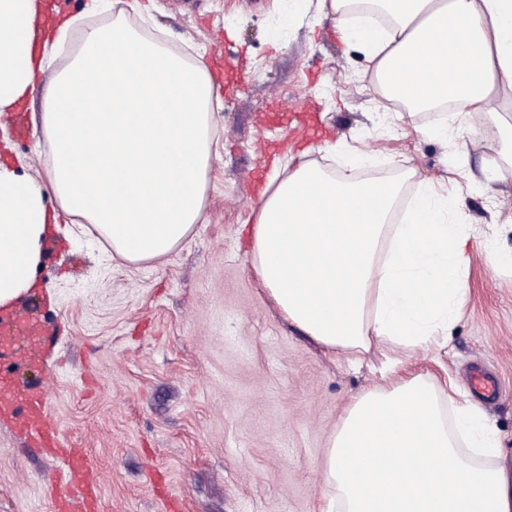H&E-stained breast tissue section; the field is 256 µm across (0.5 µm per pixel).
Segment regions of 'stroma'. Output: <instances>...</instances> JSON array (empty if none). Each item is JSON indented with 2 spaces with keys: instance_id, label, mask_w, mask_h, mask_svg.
Listing matches in <instances>:
<instances>
[{
  "instance_id": "obj_1",
  "label": "stroma",
  "mask_w": 512,
  "mask_h": 512,
  "mask_svg": "<svg viewBox=\"0 0 512 512\" xmlns=\"http://www.w3.org/2000/svg\"><path fill=\"white\" fill-rule=\"evenodd\" d=\"M55 21L76 19L51 69L68 63L83 27L104 23L86 0H51ZM117 0L127 25L148 28L186 59L204 63L214 137L203 216L160 262L113 256L90 224L53 230L35 281L13 307H36L50 330L39 367L1 361L0 372L44 389L65 446L85 449L101 478L100 512H321L319 464L353 397L380 381L383 348L360 362L318 345L286 321L249 269L246 235L259 198L250 174H272L298 155L295 129L273 132L259 118L271 97L297 112L314 104L329 142L381 152L403 173V197L422 178L465 197L463 223L512 252V167L475 115L447 139L423 138L431 114L378 120L379 92L362 54L343 44L317 0ZM46 81L22 109L15 137L0 112V147L22 174L43 177ZM501 168L497 194L479 183ZM464 315L449 341L408 353L403 368L435 382L454 378L472 397L480 365L501 383L479 403L512 469V269L473 249ZM65 485L57 463L0 421V512H53Z\"/></svg>"
}]
</instances>
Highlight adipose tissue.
<instances>
[{"mask_svg":"<svg viewBox=\"0 0 512 512\" xmlns=\"http://www.w3.org/2000/svg\"><path fill=\"white\" fill-rule=\"evenodd\" d=\"M344 44L359 45L383 96L408 109L456 105L422 136L447 138L486 118L512 165V0H375L386 24L352 22V0H318ZM44 0H0V112L24 102L67 25L48 26ZM212 84L122 19L84 31L48 89L45 182L0 162V305L33 284L49 224L94 225L114 254L167 258L204 204ZM399 180L277 167L254 211L250 267L289 322L360 360L374 345L424 350L463 314L470 247L500 267L512 254L458 220L462 200L418 196L389 221ZM496 434L468 401L427 376L392 375L346 407L320 462L329 512H512V473Z\"/></svg>","mask_w":512,"mask_h":512,"instance_id":"ef3b65f1","label":"adipose tissue"}]
</instances>
